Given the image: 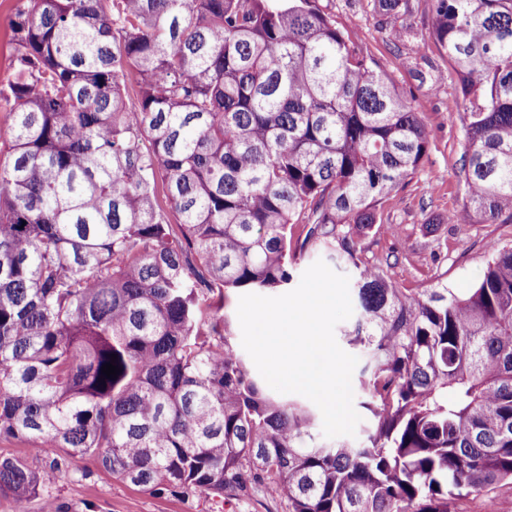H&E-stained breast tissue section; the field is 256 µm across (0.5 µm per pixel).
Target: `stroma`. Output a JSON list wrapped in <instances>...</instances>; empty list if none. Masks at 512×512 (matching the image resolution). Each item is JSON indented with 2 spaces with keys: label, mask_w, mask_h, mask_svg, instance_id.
Segmentation results:
<instances>
[{
  "label": "stroma",
  "mask_w": 512,
  "mask_h": 512,
  "mask_svg": "<svg viewBox=\"0 0 512 512\" xmlns=\"http://www.w3.org/2000/svg\"><path fill=\"white\" fill-rule=\"evenodd\" d=\"M349 45L372 57L390 73L398 91L421 112L429 132L422 167L407 178L380 209L381 224L358 242L365 259L384 268L403 291L436 282L463 291L482 276L491 246L512 244V224H459L455 214L465 202L461 177L464 151V101L448 58L430 37V0H408L397 19L409 39L392 41L385 17L373 0H320ZM61 512H287L283 502L260 493L227 500L207 493L189 497L150 494L115 479L96 460L82 475L60 473L38 497L17 502L0 494V512H40L43 500Z\"/></svg>",
  "instance_id": "obj_1"
}]
</instances>
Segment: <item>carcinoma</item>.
<instances>
[{
	"instance_id": "obj_1",
	"label": "carcinoma",
	"mask_w": 512,
	"mask_h": 512,
	"mask_svg": "<svg viewBox=\"0 0 512 512\" xmlns=\"http://www.w3.org/2000/svg\"><path fill=\"white\" fill-rule=\"evenodd\" d=\"M431 8L466 106L456 220L511 224L512 0ZM9 28L0 440L52 461L0 459V493L88 456L152 494L256 489L288 512H458L512 484V246L464 292H404L363 260L429 138L319 0H20ZM309 249L353 274L357 440L320 442L224 314L289 287ZM248 293H254V294H258V295H262V296H279V295H282L285 293H262V292H253V291H238L237 293H233V294L229 295V298L226 302V307H225V310L228 313L230 321L232 323L233 336H236L235 340H234V344L236 345L237 349L246 356L249 366L251 367L252 371L261 377V379L265 383L268 390L271 391L272 393H278L269 387V385L266 383V381L260 375V373L258 372L252 359L246 353V351L243 349L242 344H241V328H240V324H239V320H238V316H237V308H238V302H239L240 296H242L244 294H248Z\"/></svg>"
}]
</instances>
